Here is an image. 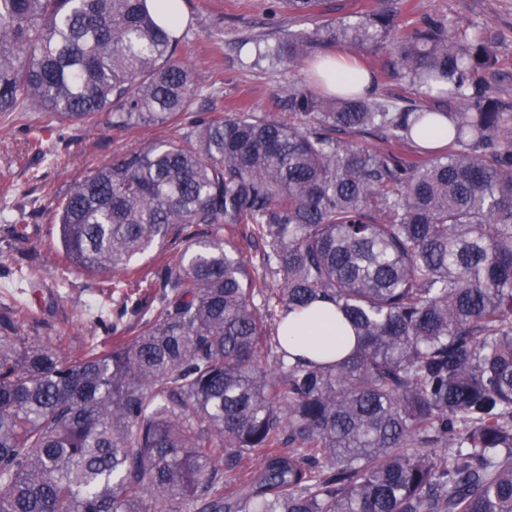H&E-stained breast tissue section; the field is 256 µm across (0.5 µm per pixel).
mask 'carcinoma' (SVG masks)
I'll list each match as a JSON object with an SVG mask.
<instances>
[{"label":"carcinoma","mask_w":512,"mask_h":512,"mask_svg":"<svg viewBox=\"0 0 512 512\" xmlns=\"http://www.w3.org/2000/svg\"><path fill=\"white\" fill-rule=\"evenodd\" d=\"M276 2L314 27L250 40L251 63L384 48L432 104L373 97L371 71L363 93L290 83L286 122L198 117L173 0H0L1 114L187 127L90 170L53 213L61 275L107 274L88 312L112 336L47 345L31 304L0 299V512H512L500 40L438 13L407 28L406 0L331 19ZM168 243L152 277L131 266ZM326 301L349 353L292 354L281 325Z\"/></svg>","instance_id":"carcinoma-1"}]
</instances>
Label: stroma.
<instances>
[{"mask_svg":"<svg viewBox=\"0 0 512 512\" xmlns=\"http://www.w3.org/2000/svg\"><path fill=\"white\" fill-rule=\"evenodd\" d=\"M406 23L422 14L448 15L461 27H489L502 43V76L497 95L512 100V0H408ZM271 0H183V45L195 65L205 91L198 106L206 112H229L238 107L273 118L290 110L286 86L292 79L283 66L268 63L243 65L237 55L240 42L275 28L302 30L306 23L288 13L271 14ZM47 147L39 154L31 147L33 136ZM162 128H137L130 132L94 130L81 125L60 127L49 114L32 112L18 120L0 114V174H8L18 191L0 197V253L16 259L34 258L41 275L34 287L30 335L52 343L63 337L74 349L108 331L90 327L84 309L98 298L97 277L73 273L60 279L63 264L57 248L52 214L70 185L86 172L109 163L126 146H144L166 138ZM23 219L28 239H11L8 227Z\"/></svg>","mask_w":512,"mask_h":512,"instance_id":"1","label":"stroma"}]
</instances>
